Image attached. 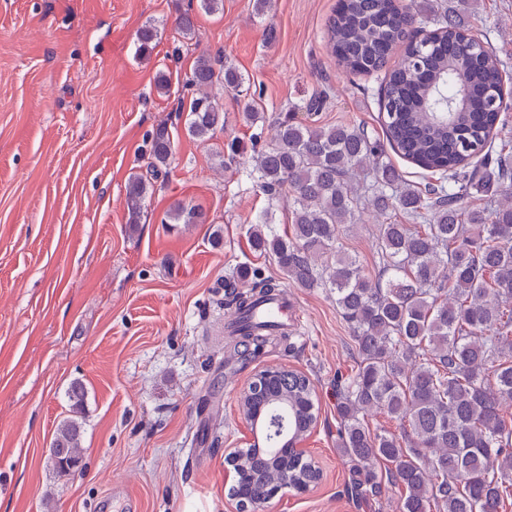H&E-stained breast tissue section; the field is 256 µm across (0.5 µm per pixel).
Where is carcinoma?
Wrapping results in <instances>:
<instances>
[{
	"label": "carcinoma",
	"instance_id": "carcinoma-1",
	"mask_svg": "<svg viewBox=\"0 0 512 512\" xmlns=\"http://www.w3.org/2000/svg\"><path fill=\"white\" fill-rule=\"evenodd\" d=\"M158 30L138 33L148 56ZM328 44L349 72H384L379 98L386 141L441 181L425 189L404 182L379 139L360 125L317 126L279 115L270 142L252 146L251 176L268 198L292 207V224L278 233L264 213L249 229L253 249L273 258L288 280L325 288L353 333L354 372L337 385L336 447L356 461L376 490L374 465H393L390 482L402 489L400 512H502L512 498V422L501 414L512 403V146L494 145L501 112L487 107L501 81L499 60L477 49L463 51V30L448 22L416 41L407 39L394 0H338L327 25ZM403 48L402 62L389 65ZM244 78L232 66L215 67L202 55L184 83L191 92L187 131L200 140L224 128V106L215 89L239 90ZM150 175L158 178L171 155L166 126L151 137ZM147 192L141 176L127 187L130 223L137 222ZM473 195L497 196L492 213L464 207ZM385 219L376 225L378 272L365 276L345 251L343 228L366 210ZM401 212L406 224L390 221ZM178 224H203L202 211L177 205ZM240 278H257L252 292H227L244 312L253 292L278 288L248 266ZM85 396L81 383L68 390L73 416L57 428L49 450L59 477L80 460ZM286 398V424L296 439L317 421L309 378L278 371L252 408ZM371 413L399 421L402 434L373 433ZM241 486L292 490L317 479L311 461L268 456L246 448L227 459Z\"/></svg>",
	"mask_w": 512,
	"mask_h": 512
}]
</instances>
